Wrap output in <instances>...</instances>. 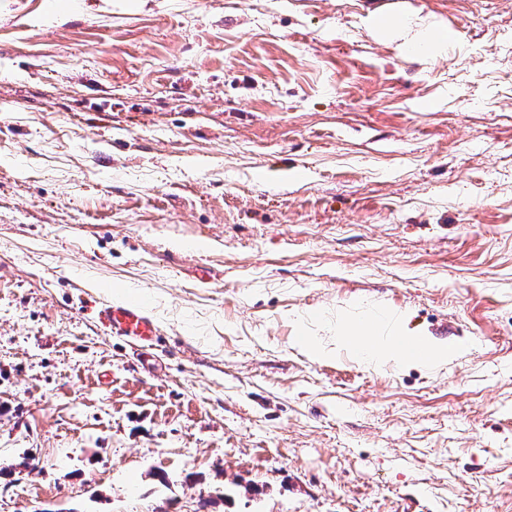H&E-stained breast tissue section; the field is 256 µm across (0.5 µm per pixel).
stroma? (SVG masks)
<instances>
[{"mask_svg": "<svg viewBox=\"0 0 512 512\" xmlns=\"http://www.w3.org/2000/svg\"><path fill=\"white\" fill-rule=\"evenodd\" d=\"M0 512H512V0H0ZM147 308L141 300L122 305L104 304L98 311V319L114 336L143 346L152 345L158 339V331ZM388 339L385 343L374 345L372 343H357L356 350L359 358L370 365H377L384 359H397L400 352V346H395L393 340L397 337L395 333L396 324L386 323ZM401 346L406 345L405 353L399 358L401 365L420 363L423 366L435 367L442 359L447 360L448 356L457 353L459 348L457 346H443L435 349L433 352L422 349L414 342L399 336ZM416 349L423 350L422 352Z\"/></svg>", "mask_w": 512, "mask_h": 512, "instance_id": "1", "label": "stroma"}]
</instances>
